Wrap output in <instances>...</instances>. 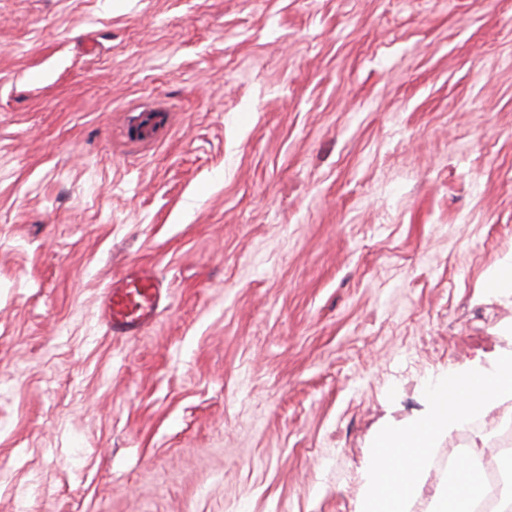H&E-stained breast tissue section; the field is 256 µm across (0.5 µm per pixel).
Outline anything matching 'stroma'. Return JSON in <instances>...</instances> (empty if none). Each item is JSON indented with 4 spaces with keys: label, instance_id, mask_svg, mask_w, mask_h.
Segmentation results:
<instances>
[{
    "label": "stroma",
    "instance_id": "1",
    "mask_svg": "<svg viewBox=\"0 0 512 512\" xmlns=\"http://www.w3.org/2000/svg\"><path fill=\"white\" fill-rule=\"evenodd\" d=\"M510 254L512 0H0V512H357ZM166 292L164 280L154 270L134 268L108 289L102 320L113 336H138L159 314Z\"/></svg>",
    "mask_w": 512,
    "mask_h": 512
}]
</instances>
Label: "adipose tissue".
Listing matches in <instances>:
<instances>
[{
  "mask_svg": "<svg viewBox=\"0 0 512 512\" xmlns=\"http://www.w3.org/2000/svg\"><path fill=\"white\" fill-rule=\"evenodd\" d=\"M428 396L433 407L429 417L378 436L374 461L364 476L359 512H409L436 439L512 398V353L500 359L493 373L471 369L430 381ZM486 493L478 472L468 459H460L433 512H474Z\"/></svg>",
  "mask_w": 512,
  "mask_h": 512,
  "instance_id": "ef3b65f1",
  "label": "adipose tissue"
}]
</instances>
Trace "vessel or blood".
<instances>
[{
	"label": "vessel or blood",
	"instance_id": "vessel-or-blood-1",
	"mask_svg": "<svg viewBox=\"0 0 512 512\" xmlns=\"http://www.w3.org/2000/svg\"><path fill=\"white\" fill-rule=\"evenodd\" d=\"M164 294V281L154 270L134 268L108 289L101 317L112 335H139L155 320Z\"/></svg>",
	"mask_w": 512,
	"mask_h": 512
}]
</instances>
